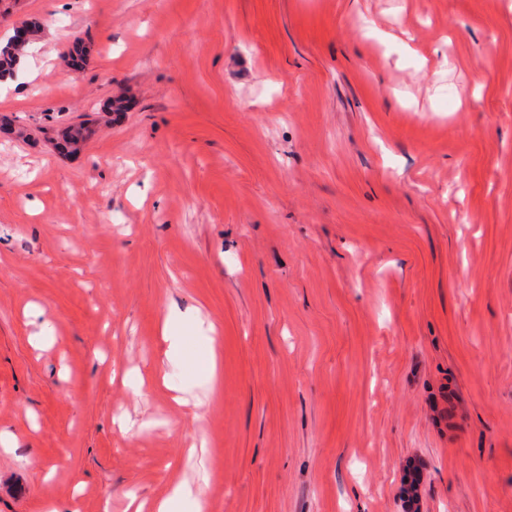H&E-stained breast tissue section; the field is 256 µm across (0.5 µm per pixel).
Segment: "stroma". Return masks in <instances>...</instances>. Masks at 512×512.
I'll use <instances>...</instances> for the list:
<instances>
[{
    "instance_id": "1",
    "label": "stroma",
    "mask_w": 512,
    "mask_h": 512,
    "mask_svg": "<svg viewBox=\"0 0 512 512\" xmlns=\"http://www.w3.org/2000/svg\"><path fill=\"white\" fill-rule=\"evenodd\" d=\"M27 18L0 512L158 499L199 429L182 512H512V0H0V43ZM173 303L217 332L200 424L153 381Z\"/></svg>"
}]
</instances>
